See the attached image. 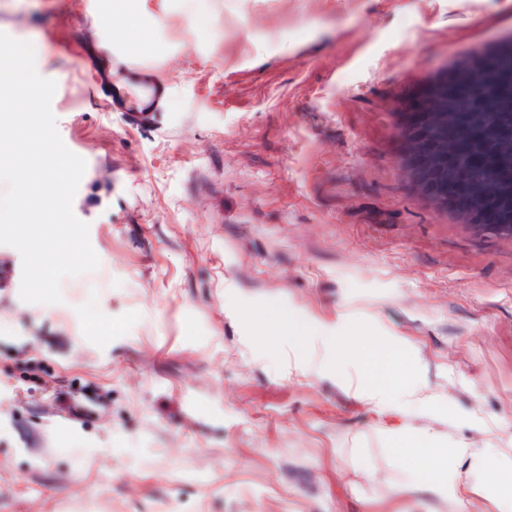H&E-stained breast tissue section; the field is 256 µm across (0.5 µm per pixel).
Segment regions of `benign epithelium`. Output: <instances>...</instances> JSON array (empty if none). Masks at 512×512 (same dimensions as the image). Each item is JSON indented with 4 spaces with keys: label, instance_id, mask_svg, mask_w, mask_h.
Segmentation results:
<instances>
[{
    "label": "benign epithelium",
    "instance_id": "1",
    "mask_svg": "<svg viewBox=\"0 0 512 512\" xmlns=\"http://www.w3.org/2000/svg\"><path fill=\"white\" fill-rule=\"evenodd\" d=\"M512 58V34L497 42L487 53L467 60V65L485 69L495 57ZM487 106L459 91L454 75L446 72L432 80L401 113L398 126L405 170L414 187L442 210L468 219L476 231L493 229L512 235L499 208L501 183L512 181V169L500 168L504 156L512 157V127L496 132L482 165L498 171L495 177L478 178L459 164L462 148L489 130Z\"/></svg>",
    "mask_w": 512,
    "mask_h": 512
}]
</instances>
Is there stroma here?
Wrapping results in <instances>:
<instances>
[{
	"label": "stroma",
	"instance_id": "stroma-1",
	"mask_svg": "<svg viewBox=\"0 0 512 512\" xmlns=\"http://www.w3.org/2000/svg\"><path fill=\"white\" fill-rule=\"evenodd\" d=\"M210 5L203 35L199 0H141L136 47L100 0H0L99 258L28 304L0 245V512H457L466 483L467 512H512V237L417 194L397 132L512 0ZM87 53L168 85L151 123L106 110Z\"/></svg>",
	"mask_w": 512,
	"mask_h": 512
}]
</instances>
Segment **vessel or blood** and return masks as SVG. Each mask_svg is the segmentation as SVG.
Segmentation results:
<instances>
[{"mask_svg": "<svg viewBox=\"0 0 512 512\" xmlns=\"http://www.w3.org/2000/svg\"><path fill=\"white\" fill-rule=\"evenodd\" d=\"M98 85L106 97L109 111L123 113L127 122L133 125L148 121L156 105L168 93L167 85L144 69L127 65L116 73L102 70Z\"/></svg>", "mask_w": 512, "mask_h": 512, "instance_id": "1", "label": "vessel or blood"}]
</instances>
